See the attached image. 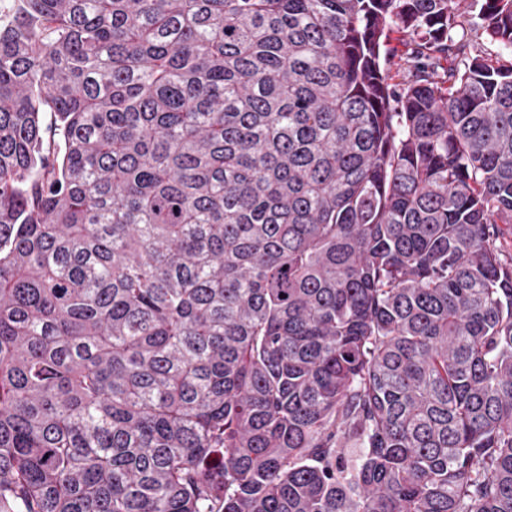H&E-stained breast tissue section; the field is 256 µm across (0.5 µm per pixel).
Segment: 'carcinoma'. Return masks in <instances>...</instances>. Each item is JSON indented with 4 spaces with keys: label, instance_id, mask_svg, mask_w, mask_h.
<instances>
[{
    "label": "carcinoma",
    "instance_id": "obj_1",
    "mask_svg": "<svg viewBox=\"0 0 512 512\" xmlns=\"http://www.w3.org/2000/svg\"><path fill=\"white\" fill-rule=\"evenodd\" d=\"M466 29L512 54V0H14L0 512H512V60Z\"/></svg>",
    "mask_w": 512,
    "mask_h": 512
}]
</instances>
